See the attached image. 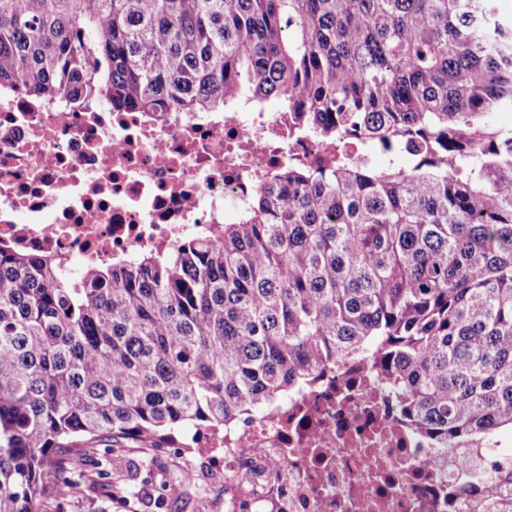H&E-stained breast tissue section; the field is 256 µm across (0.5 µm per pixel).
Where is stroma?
<instances>
[{
	"instance_id": "1",
	"label": "stroma",
	"mask_w": 512,
	"mask_h": 512,
	"mask_svg": "<svg viewBox=\"0 0 512 512\" xmlns=\"http://www.w3.org/2000/svg\"><path fill=\"white\" fill-rule=\"evenodd\" d=\"M197 476L183 482L187 467ZM69 495L42 497L38 512H222L224 471L196 449L102 439L89 449Z\"/></svg>"
}]
</instances>
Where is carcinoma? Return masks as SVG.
I'll return each mask as SVG.
<instances>
[{"instance_id":"1","label":"carcinoma","mask_w":512,"mask_h":512,"mask_svg":"<svg viewBox=\"0 0 512 512\" xmlns=\"http://www.w3.org/2000/svg\"><path fill=\"white\" fill-rule=\"evenodd\" d=\"M494 2L0 0V89L118 112L275 97L299 132L357 147L288 162L207 240L81 281L0 247V512L67 495L83 439L221 431L364 357L420 431L489 443L472 512H512V448L492 441L512 432V21Z\"/></svg>"}]
</instances>
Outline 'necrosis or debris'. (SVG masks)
Listing matches in <instances>:
<instances>
[{"mask_svg": "<svg viewBox=\"0 0 512 512\" xmlns=\"http://www.w3.org/2000/svg\"><path fill=\"white\" fill-rule=\"evenodd\" d=\"M324 162L283 112H115L101 100L0 94V243L67 277L208 237L288 158ZM370 361L322 370L259 415L205 434L224 512H470L482 444L408 426Z\"/></svg>", "mask_w": 512, "mask_h": 512, "instance_id": "4bbe7bcc", "label": "necrosis or debris"}]
</instances>
